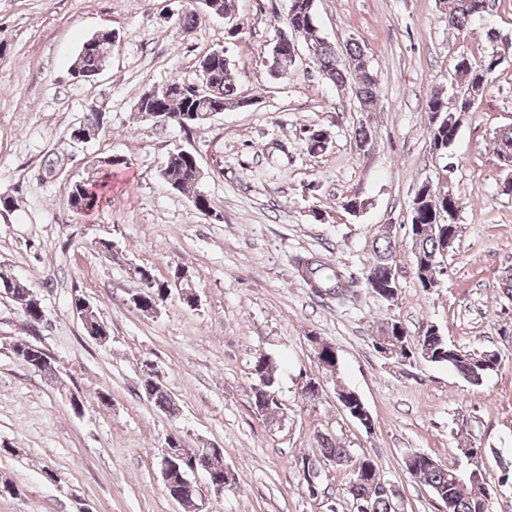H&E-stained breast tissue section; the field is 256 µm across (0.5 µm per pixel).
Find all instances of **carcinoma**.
I'll list each match as a JSON object with an SVG mask.
<instances>
[{
  "mask_svg": "<svg viewBox=\"0 0 512 512\" xmlns=\"http://www.w3.org/2000/svg\"><path fill=\"white\" fill-rule=\"evenodd\" d=\"M448 8V29L457 33L467 30L470 22L483 15L487 0H445ZM288 25L297 32L299 39L317 47L315 65L319 68L321 78L338 87L352 84L355 96L361 105L376 104V86L372 71L366 67L362 48L355 42L338 46L328 42L318 34L316 24L315 0H289ZM109 46L105 42L95 45L84 42L74 61V66L89 76L96 75L108 61ZM489 53L480 60H473L465 65L467 58L458 60L455 66L457 81V99L469 105L483 93L479 85L478 72L483 64L494 58ZM166 91L158 97L143 99L147 107H152L168 115V122L174 117L189 112H205L216 105L230 103L237 99V79L232 61L219 57L213 59L209 73L203 76L201 88L179 81L165 84ZM427 134L433 146L448 157V141L456 138L457 124L460 123L461 111H455V118L448 117V102L440 96L431 97L425 107ZM160 175L175 190L190 195L193 207L202 215H214L209 200L197 191L202 179V172L196 156L186 150L177 148L168 153L160 166ZM107 183L95 175H89L74 184L69 196V205L73 212L83 215L98 206L105 194ZM409 244L413 255L414 267L421 287L428 291L437 286L441 274L440 262L443 261L441 249L443 240L448 237V230L459 229L457 224L460 204L453 191L442 194L423 183L418 188L412 204ZM398 241L389 235L379 236L373 244L374 257L364 278L365 286H370L371 279L388 280L393 269V253ZM304 280L315 289L322 300L335 299L343 304L353 297L354 281L342 271L327 262L310 257L298 262ZM9 286L13 303L23 309L22 302L29 301L34 288L28 282L0 268V290ZM172 288L166 281L154 280L153 287L143 292L144 302L161 306L170 295ZM22 314L26 327L30 331L38 329L45 319V310L27 307ZM428 356L429 361L444 364L452 368L461 378L472 386L482 383L484 377L494 367L483 358V352L464 350L451 343L441 333L431 327L424 329L415 348L406 350L402 357L413 361L417 356ZM254 383L251 386V401L255 410L269 422L278 421L284 416L283 403L278 392V367L270 358L259 356L253 364ZM145 393L151 395L150 401L160 410L170 415L178 412L177 403L165 390L163 385L143 384ZM318 453L321 456L336 458L340 465L349 468L359 466L358 472H350L351 478L346 488L352 501L366 506V512H391L390 501L383 495L374 480L364 475V469L375 466L373 460L362 456H353L338 439L331 436L317 438ZM222 454L188 449V461L207 476H224ZM416 469L412 474L426 485L434 498L448 508V512H491L481 486L470 478L462 477L458 472L426 454L416 455ZM318 460L304 454L299 461V474L302 483L309 486L311 482H320L316 476ZM172 488L167 491L170 498L182 500L184 512H194L193 504L198 501V494L189 484L178 476L171 477Z\"/></svg>",
  "mask_w": 512,
  "mask_h": 512,
  "instance_id": "carcinoma-1",
  "label": "carcinoma"
}]
</instances>
